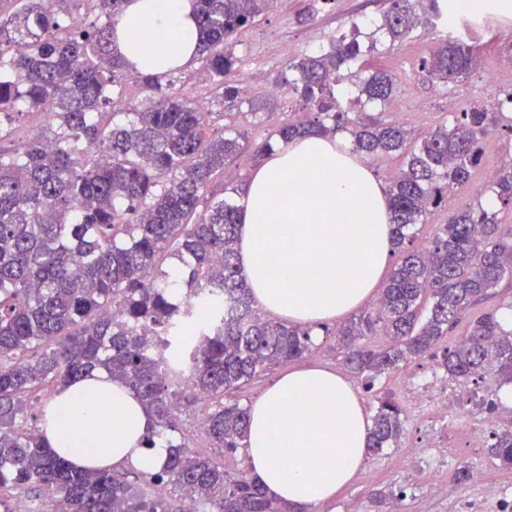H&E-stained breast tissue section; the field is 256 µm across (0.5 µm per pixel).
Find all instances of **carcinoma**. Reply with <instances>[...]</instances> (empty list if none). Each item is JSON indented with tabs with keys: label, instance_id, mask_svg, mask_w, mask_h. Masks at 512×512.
I'll return each mask as SVG.
<instances>
[{
	"label": "carcinoma",
	"instance_id": "carcinoma-1",
	"mask_svg": "<svg viewBox=\"0 0 512 512\" xmlns=\"http://www.w3.org/2000/svg\"><path fill=\"white\" fill-rule=\"evenodd\" d=\"M82 0H0V492L31 495L42 512H171L170 498L198 512H291L246 477L188 450L181 442L177 397L188 384L216 407L203 414L212 447L234 450L245 439L249 409L224 397L273 366L312 351L314 329L282 323L255 306L237 261L239 208L209 197L214 175L248 148L232 125L215 128L214 114L181 84L130 68L112 24L127 0H95L99 14L80 15ZM274 0H194L202 41L197 60L213 97L234 103L238 34L261 21ZM460 13L450 0H389L377 31L389 44L408 37L422 18L448 22ZM357 37L342 35L319 54L287 64L281 84L308 110L251 147L259 161L275 146L307 133L349 135L366 157L399 152L403 163L388 187L394 214L395 264L370 309L338 330L345 361L375 380L403 363L434 355L441 339L503 281L512 282V225L481 200L454 213L426 247L417 225L453 187L469 180L491 130L512 132V90L491 104L453 113L417 145L398 122L346 111L341 73L362 56ZM474 41L439 39L420 68L448 84L479 68ZM133 82L141 96L124 102ZM359 95L386 104L393 76L374 70ZM47 104L53 110L43 113ZM40 114L46 127L17 144L4 126ZM490 195L512 210V160ZM389 344L373 348L366 336ZM441 366L454 378L482 377L491 366L512 383V329L485 313L445 350ZM95 369L107 370L149 410L146 445L164 437L170 454L153 473L134 480L110 468L79 470L42 442L47 408L32 395L58 389ZM370 451L398 445L399 406L377 396ZM489 454L512 466V431L494 435ZM165 493L156 492V487Z\"/></svg>",
	"mask_w": 512,
	"mask_h": 512
}]
</instances>
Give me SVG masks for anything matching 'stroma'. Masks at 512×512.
Returning <instances> with one entry per match:
<instances>
[{"label":"stroma","mask_w":512,"mask_h":512,"mask_svg":"<svg viewBox=\"0 0 512 512\" xmlns=\"http://www.w3.org/2000/svg\"><path fill=\"white\" fill-rule=\"evenodd\" d=\"M306 4L307 0H276L262 21L243 31L239 37L236 54L240 58V70L259 68L266 76L265 85L255 97L268 101L267 112L248 115V102L241 99L235 106V114L227 118L228 123L239 127L251 141H262L276 126L306 117L296 95L279 82L285 65L297 57L326 48L329 38L337 30L354 22L362 20L367 27H374L384 8L383 0H325L311 21L298 22L297 17ZM475 42L482 59L481 69L445 85L432 81L419 66L431 44V37L424 30H414L395 46H379L371 55V64L394 74L399 89L387 104L364 105L357 101L358 91L354 84H346L345 95L352 100L351 111H366L386 122L400 121L419 137L451 122L453 113L470 103L493 100L502 91L512 88V66L501 62L502 47L512 44V22H494L483 27L476 32ZM494 66L498 67L500 78L497 83L490 84L485 80V71ZM511 138L503 129L489 133L483 142V157L471 184L455 189L447 203L433 212L427 223L419 225V241H430L438 224L444 223L449 213L474 202L472 183L487 187L494 182L506 159L505 145ZM437 365L436 359L424 357L383 375L377 380L374 391L359 389L363 406L370 415L376 410L378 396H391L402 408L404 431L398 448L369 455L355 479L318 512H448L449 503L457 496L468 490L477 491L484 483H494L512 491V468L492 460L484 448L474 453L466 448L453 450L441 473L440 488L435 492L430 491L419 476L405 474L396 465L399 449L424 448L448 439L447 425L421 422L403 390L408 374L426 375ZM206 407V402L192 391H185L179 404L183 442L196 453L214 456L226 471L247 474L244 449L217 453L211 448L199 427V417ZM464 466L470 468L472 477L468 482L460 483L455 479V472Z\"/></svg>","instance_id":"35a3bbf8"}]
</instances>
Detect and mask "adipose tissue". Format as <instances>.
I'll return each instance as SVG.
<instances>
[{
    "label": "adipose tissue",
    "mask_w": 512,
    "mask_h": 512,
    "mask_svg": "<svg viewBox=\"0 0 512 512\" xmlns=\"http://www.w3.org/2000/svg\"><path fill=\"white\" fill-rule=\"evenodd\" d=\"M113 34L134 70L164 75L192 64L200 35L193 0H128ZM239 265L255 300L297 324L339 319L369 299L393 253L389 197L347 134H309L267 152L239 211ZM265 246L279 257L269 264ZM42 434L78 467L160 468L146 447L153 418L122 383L95 371L60 389ZM361 398L339 373L289 370L250 409V476L272 499L315 512L348 485L369 454Z\"/></svg>",
    "instance_id": "1"
}]
</instances>
